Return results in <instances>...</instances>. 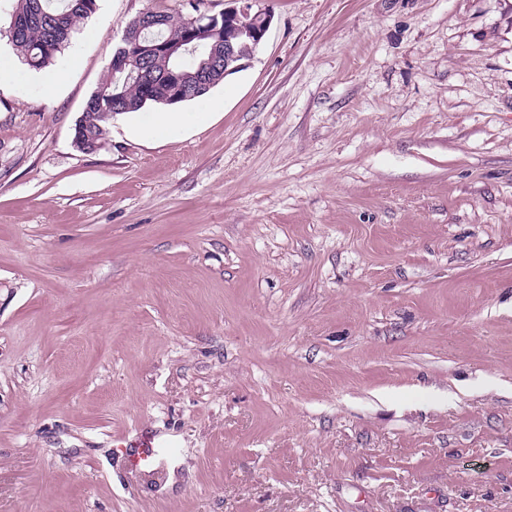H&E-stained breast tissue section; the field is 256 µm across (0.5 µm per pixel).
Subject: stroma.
I'll list each match as a JSON object with an SVG mask.
<instances>
[{
  "mask_svg": "<svg viewBox=\"0 0 512 512\" xmlns=\"http://www.w3.org/2000/svg\"><path fill=\"white\" fill-rule=\"evenodd\" d=\"M250 4L176 140L73 145L183 0L0 84V512H512V0Z\"/></svg>",
  "mask_w": 512,
  "mask_h": 512,
  "instance_id": "stroma-1",
  "label": "stroma"
}]
</instances>
